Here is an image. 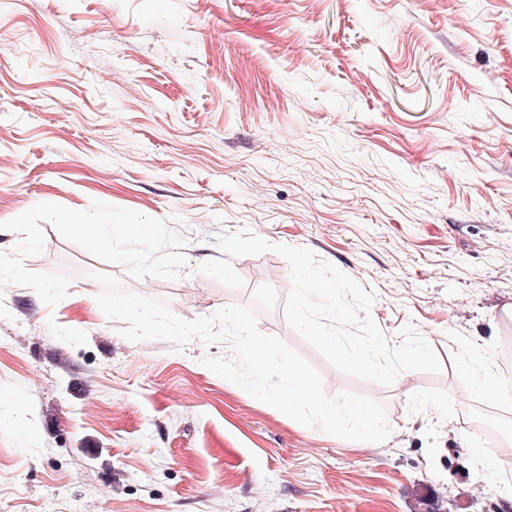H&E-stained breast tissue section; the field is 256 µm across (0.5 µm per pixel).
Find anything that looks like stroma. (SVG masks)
Here are the masks:
<instances>
[{
	"instance_id": "obj_1",
	"label": "stroma",
	"mask_w": 512,
	"mask_h": 512,
	"mask_svg": "<svg viewBox=\"0 0 512 512\" xmlns=\"http://www.w3.org/2000/svg\"><path fill=\"white\" fill-rule=\"evenodd\" d=\"M0 222L93 201L164 220L180 279H136L44 224L34 272L69 276L48 307L0 300V512H512L476 471L461 399L481 351L512 336V0H0ZM248 231L311 249L375 295L390 344L440 357L384 387L347 376L259 315L328 395L381 402V444L305 427L202 365L231 343L122 338L97 272L192 320L290 287L280 255L197 273Z\"/></svg>"
}]
</instances>
